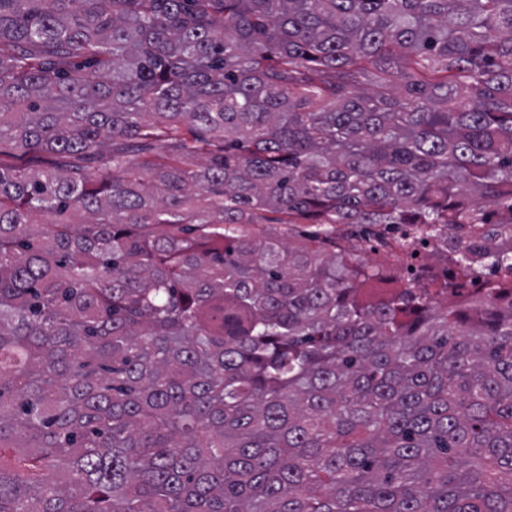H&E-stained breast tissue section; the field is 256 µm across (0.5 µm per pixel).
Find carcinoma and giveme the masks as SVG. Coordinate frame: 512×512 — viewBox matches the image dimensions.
Segmentation results:
<instances>
[{"label":"carcinoma","instance_id":"1","mask_svg":"<svg viewBox=\"0 0 512 512\" xmlns=\"http://www.w3.org/2000/svg\"><path fill=\"white\" fill-rule=\"evenodd\" d=\"M6 149L0 512H512V283L341 243L512 270V0H0ZM376 238L367 237V241L352 239V245H354L360 255L361 259L365 262H379L383 263L384 275L388 276L389 279L395 281L396 286H402L406 284L412 276L408 277L409 273H402L399 269L391 266L388 262H385V255L382 249H375ZM416 265L414 274H423L427 279L441 280L451 276L454 266L447 253L436 250L433 246L429 249H421L417 258L413 261Z\"/></svg>","mask_w":512,"mask_h":512}]
</instances>
